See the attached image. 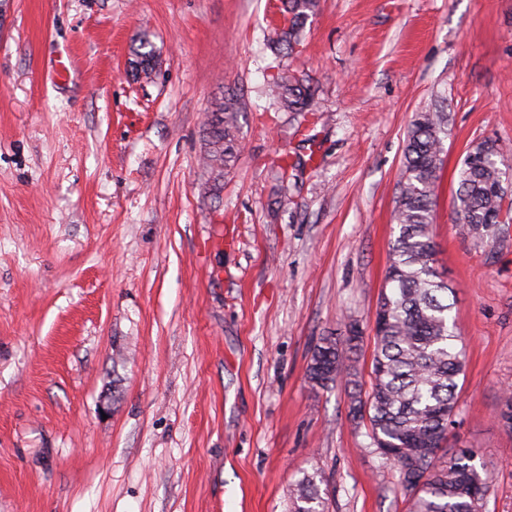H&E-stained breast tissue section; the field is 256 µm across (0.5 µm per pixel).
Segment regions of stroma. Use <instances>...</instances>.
Wrapping results in <instances>:
<instances>
[{"label":"stroma","mask_w":512,"mask_h":512,"mask_svg":"<svg viewBox=\"0 0 512 512\" xmlns=\"http://www.w3.org/2000/svg\"><path fill=\"white\" fill-rule=\"evenodd\" d=\"M282 6L0 0V512H289L313 469L329 512H406L348 389L306 368L353 326L369 382L405 134L437 100L436 266L466 348L442 454L471 448L485 512H512V222L477 240L453 214L466 151L512 149V0H319L283 61L316 86L303 116L266 95ZM230 96L245 148L217 191L206 122ZM134 41L136 46L132 50L134 58L131 64L139 77L151 79L156 71L157 51L145 33Z\"/></svg>","instance_id":"obj_1"}]
</instances>
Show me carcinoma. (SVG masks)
Here are the masks:
<instances>
[{
    "label": "carcinoma",
    "mask_w": 512,
    "mask_h": 512,
    "mask_svg": "<svg viewBox=\"0 0 512 512\" xmlns=\"http://www.w3.org/2000/svg\"><path fill=\"white\" fill-rule=\"evenodd\" d=\"M317 0H286L283 25L269 40L274 55L300 45ZM131 64L146 79L155 73L157 51L147 34L135 39ZM316 89L280 72L268 95L279 112H310ZM203 167L219 189L242 151L236 103L227 99L210 112ZM448 138V113L435 107L414 114L408 127L394 212L399 226L385 274V290L376 310L382 327L375 333L369 390L361 395L350 379L352 339L328 336L315 346L306 369L312 389H327L347 376L353 385L350 414L368 422L372 445L394 465L399 482L420 484L407 498L408 512H482L491 476L475 462V453L459 449L450 460L439 456L447 443L457 408V379L464 354L451 321L453 292L434 268L432 224L438 181ZM507 149L495 139L472 146L458 171L455 222L476 239L507 223L503 218L506 172L500 167ZM322 477L306 472L290 490L292 512H329Z\"/></svg>",
    "instance_id": "cac0c4a2"
}]
</instances>
